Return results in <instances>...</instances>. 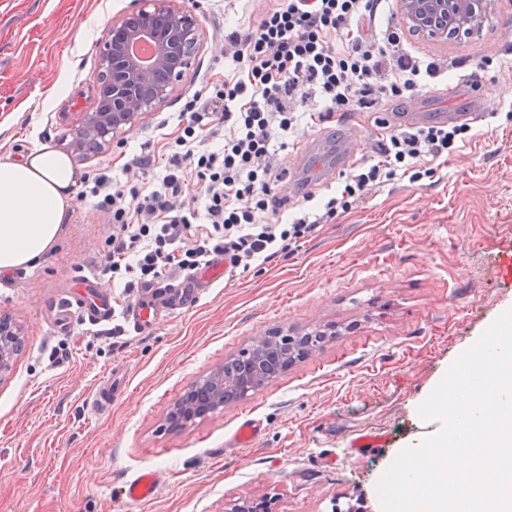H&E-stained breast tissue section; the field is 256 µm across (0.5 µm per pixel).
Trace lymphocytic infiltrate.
<instances>
[{
    "label": "lymphocytic infiltrate",
    "mask_w": 512,
    "mask_h": 512,
    "mask_svg": "<svg viewBox=\"0 0 512 512\" xmlns=\"http://www.w3.org/2000/svg\"><path fill=\"white\" fill-rule=\"evenodd\" d=\"M380 3L270 0L253 30L225 33L234 73L185 103L159 180L140 183L154 163L148 156L125 163L120 184L103 172L84 176L78 200H93L112 225L98 266L113 285L130 295L164 274L198 270L213 255L249 270L397 172L419 178L422 159L449 155L464 143L463 125L394 129L334 196L292 210L278 192L283 174L272 143L302 118L327 122L383 100L403 101L437 76L434 63L403 52L398 31L376 33L371 22Z\"/></svg>",
    "instance_id": "obj_1"
}]
</instances>
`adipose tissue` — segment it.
Masks as SVG:
<instances>
[{
    "mask_svg": "<svg viewBox=\"0 0 512 512\" xmlns=\"http://www.w3.org/2000/svg\"><path fill=\"white\" fill-rule=\"evenodd\" d=\"M76 180L68 157L47 147L0 161V271L29 264L51 247Z\"/></svg>",
    "mask_w": 512,
    "mask_h": 512,
    "instance_id": "1",
    "label": "adipose tissue"
}]
</instances>
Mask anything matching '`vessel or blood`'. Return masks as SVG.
<instances>
[{
  "label": "vessel or blood",
  "instance_id": "b4317fda",
  "mask_svg": "<svg viewBox=\"0 0 512 512\" xmlns=\"http://www.w3.org/2000/svg\"><path fill=\"white\" fill-rule=\"evenodd\" d=\"M442 97L448 101V108L435 113L436 122L474 123L484 115V103L481 98L471 99L466 108H458L459 92L456 87L444 88ZM357 140L353 134L335 143H329L313 137L301 142L297 154L307 172L315 179L323 180L337 169L347 166L356 153ZM230 265L223 256L208 258L198 273H192L177 283L159 282L144 288L130 303L126 304L122 314L124 320L136 332L150 330L167 320L176 310L199 300L214 283L228 276ZM66 316L77 318L85 324L96 326L111 322L115 313L110 296L104 295L97 286L94 277H83L73 295L60 305ZM125 389L124 376L120 370H113L108 379L97 390L91 407L102 413L109 409ZM163 480L161 472L156 470L140 471L125 486L128 500L144 502L154 497Z\"/></svg>",
  "mask_w": 512,
  "mask_h": 512
}]
</instances>
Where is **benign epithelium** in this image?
I'll return each instance as SVG.
<instances>
[{
  "instance_id": "7a95c632",
  "label": "benign epithelium",
  "mask_w": 512,
  "mask_h": 512,
  "mask_svg": "<svg viewBox=\"0 0 512 512\" xmlns=\"http://www.w3.org/2000/svg\"><path fill=\"white\" fill-rule=\"evenodd\" d=\"M496 0H400L402 18L409 32L446 43L470 37L481 30L487 6ZM148 39L154 61L143 66L130 51ZM201 45L197 19L181 6V0H144L138 11L112 22L101 52L99 86L93 107L80 113L69 150L87 156L109 144L126 127L147 112H154L174 92L176 83L195 60ZM19 332L10 324L0 326V376L10 370ZM301 339V334L270 332L256 347L240 351L229 374L218 367L205 376L204 387L194 401L179 399L173 405L171 424L182 426L203 418L216 403L247 395L270 375L272 361H281ZM268 496L234 501L226 512H275Z\"/></svg>"
}]
</instances>
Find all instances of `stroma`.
I'll use <instances>...</instances> for the list:
<instances>
[{
	"instance_id": "stroma-1",
	"label": "stroma",
	"mask_w": 512,
	"mask_h": 512,
	"mask_svg": "<svg viewBox=\"0 0 512 512\" xmlns=\"http://www.w3.org/2000/svg\"><path fill=\"white\" fill-rule=\"evenodd\" d=\"M142 0H0V160L42 146L65 151L78 112L92 102L99 42ZM202 45L169 101L89 157L77 175L123 179L137 155L162 156L186 99L223 80L224 27L256 25L264 0H183ZM409 54L435 60L431 93L475 76L489 113L472 123L426 176L396 175L338 212L288 251L213 285L144 333L111 325H54L51 304L82 277L111 291L96 261L112 233L102 212L71 201L56 242L17 279L0 271V316L23 348L0 381V512H224L239 498L277 496V512H376L377 482L398 449L428 437L417 408L459 353L512 308V6L490 8L480 35L440 44L406 34ZM403 103L354 115L373 156L387 118ZM336 124L299 123L275 161L287 185L305 183L295 147ZM280 327L321 331L313 355L237 403L182 430L173 403L228 357ZM126 389L102 414L89 408L113 367ZM253 445L234 446L244 420ZM380 434L377 447L352 439ZM164 473L154 498L121 495L139 471Z\"/></svg>"
}]
</instances>
